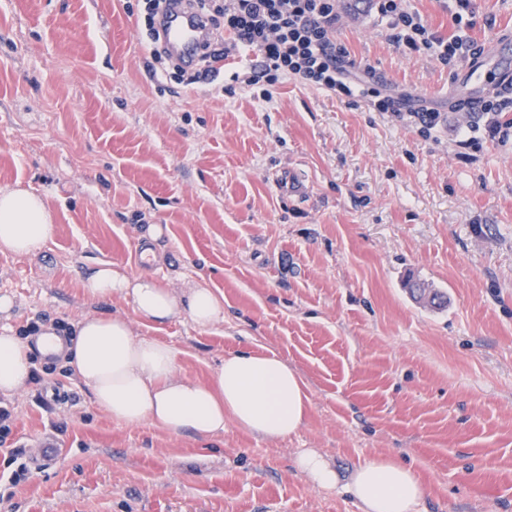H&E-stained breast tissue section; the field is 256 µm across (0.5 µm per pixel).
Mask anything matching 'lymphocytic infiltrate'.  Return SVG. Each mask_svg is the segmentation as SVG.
<instances>
[{"mask_svg":"<svg viewBox=\"0 0 512 512\" xmlns=\"http://www.w3.org/2000/svg\"><path fill=\"white\" fill-rule=\"evenodd\" d=\"M216 29L232 39L233 47L251 52L259 68L246 70L241 84L267 100L273 87L290 78L305 84L370 101L377 111L408 123L423 136H431L443 120L437 109L396 97L375 82L361 79L347 69V52L333 37L338 16L336 0H195ZM379 15L386 18L394 42L418 57L443 66L476 55L468 31L474 25L470 0H455L450 20L452 36L442 37L422 22L406 0H375ZM471 135L461 140L464 148L490 141L512 140V95L498 93L484 101L480 121Z\"/></svg>","mask_w":512,"mask_h":512,"instance_id":"1","label":"lymphocytic infiltrate"}]
</instances>
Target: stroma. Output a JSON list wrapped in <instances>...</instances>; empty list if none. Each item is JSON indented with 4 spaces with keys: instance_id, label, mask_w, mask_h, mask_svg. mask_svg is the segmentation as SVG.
<instances>
[{
    "instance_id": "stroma-1",
    "label": "stroma",
    "mask_w": 512,
    "mask_h": 512,
    "mask_svg": "<svg viewBox=\"0 0 512 512\" xmlns=\"http://www.w3.org/2000/svg\"><path fill=\"white\" fill-rule=\"evenodd\" d=\"M480 48L512 36V0H471ZM143 0H0V190L39 194L56 224L30 256L0 252V330L125 319L208 379L239 351L298 370L305 425L268 442L126 426L58 358L9 397L0 451L20 449L0 512H361V462L411 465L417 512H512V144L462 148L448 85L460 66L405 53L375 7L337 0L335 37L380 86L446 112L436 136L365 99L295 79L271 99L164 74L138 43ZM158 238L146 237L149 225ZM99 261L224 296V320L145 325L124 299L88 300ZM442 293L444 305L429 302ZM58 459L38 462L37 438ZM314 449L339 486L295 465Z\"/></svg>"
}]
</instances>
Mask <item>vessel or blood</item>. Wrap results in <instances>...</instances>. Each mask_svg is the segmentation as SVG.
Returning <instances> with one entry per match:
<instances>
[{
	"label": "vessel or blood",
	"mask_w": 512,
	"mask_h": 512,
	"mask_svg": "<svg viewBox=\"0 0 512 512\" xmlns=\"http://www.w3.org/2000/svg\"><path fill=\"white\" fill-rule=\"evenodd\" d=\"M160 46L189 71L231 70L240 66H254L255 56L244 57L230 52L226 57L214 59L209 46L214 30L208 17L193 6L180 4L157 21ZM512 79V41L502 40L497 50H484L470 62L450 91L451 98L477 104L487 86L499 85Z\"/></svg>",
	"instance_id": "1"
}]
</instances>
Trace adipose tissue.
I'll list each match as a JSON object with an SVG mask.
<instances>
[{
    "label": "adipose tissue",
    "mask_w": 512,
    "mask_h": 512,
    "mask_svg": "<svg viewBox=\"0 0 512 512\" xmlns=\"http://www.w3.org/2000/svg\"><path fill=\"white\" fill-rule=\"evenodd\" d=\"M54 232L40 195L24 188L0 192V252L35 254ZM82 286L94 301L129 300L149 324L183 313L202 328L224 319V298L212 289L180 292L149 275L129 277L117 263H98ZM53 351L90 388L97 410L127 426L147 423L172 435L209 439L223 435L229 420L258 438L277 441L304 425L310 405L302 378L275 352L225 356L210 380L194 381L179 374L169 344L134 335L125 320L110 315L83 317L69 341L56 343ZM32 352L30 343L0 332V395L12 396L29 385ZM346 489L363 512H415L424 494L413 469L387 457L360 463Z\"/></svg>",
    "instance_id": "obj_1"
}]
</instances>
